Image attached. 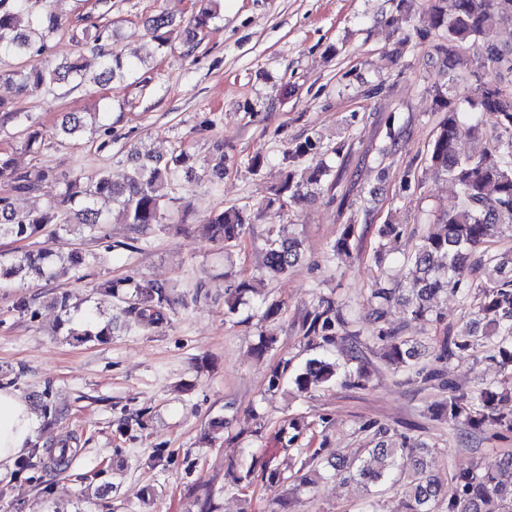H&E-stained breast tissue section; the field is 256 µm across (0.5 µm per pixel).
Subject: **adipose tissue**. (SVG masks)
<instances>
[{
	"instance_id": "adipose-tissue-1",
	"label": "adipose tissue",
	"mask_w": 512,
	"mask_h": 512,
	"mask_svg": "<svg viewBox=\"0 0 512 512\" xmlns=\"http://www.w3.org/2000/svg\"><path fill=\"white\" fill-rule=\"evenodd\" d=\"M34 435V414L28 403L12 388L0 387V472L30 448Z\"/></svg>"
}]
</instances>
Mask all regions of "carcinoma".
<instances>
[{
  "instance_id": "obj_1",
  "label": "carcinoma",
  "mask_w": 512,
  "mask_h": 512,
  "mask_svg": "<svg viewBox=\"0 0 512 512\" xmlns=\"http://www.w3.org/2000/svg\"><path fill=\"white\" fill-rule=\"evenodd\" d=\"M41 0H0V59H31L45 57L49 42L61 26L54 12L38 6ZM217 0H196L198 10L194 27L186 31V41L193 42L198 30L210 26L218 14L213 4ZM426 19L434 29L445 30L444 41L436 49L444 56L448 81L455 80L457 48L469 43L476 45L484 31L500 21H512V0H428ZM173 25L163 13L150 19V29L160 47L167 46ZM111 35L107 29H95L94 41L101 59V71L89 78L84 65L68 62L53 67L42 61L36 65L22 64L11 70H0V79L14 83L23 94L51 89L60 81L77 86L93 81L109 82L134 73L135 67L125 63L119 54L109 48ZM478 58L493 63L499 78L512 77V52L504 53L487 47ZM439 110L446 116L439 124L431 144L429 161L437 171L447 175L459 194V205L452 212L438 216V231H430L420 239L414 252L407 256L414 268V277L406 288H386L375 283L371 299L376 307L370 318L376 324L373 339L381 344L383 357L408 375L421 381L436 382L448 390V399L437 404L435 416L450 422H463L471 429H488L498 434L512 433V412L504 413L500 405L512 402V253L491 254L483 249L503 230L512 232V96L497 86L484 85L464 110L452 103L442 91L436 93ZM492 115L501 134L489 140L484 131L483 117ZM82 130V118L71 113L60 125L59 134L68 139ZM475 142L476 149L461 155L455 144L461 132ZM317 146L307 138L295 142L282 156L283 179L272 189L267 201L271 206L290 200L300 201L311 190H320L336 182L330 179L332 169L322 159H314ZM310 164L300 168L306 159ZM133 166L122 183L112 181L105 171L93 177L73 175L63 183L59 197L44 209L18 212L12 198L0 197V237L30 243L21 252H0V287L15 280H48L55 276L57 266L80 268L88 263L81 250L58 255L38 245V238L48 224L62 230L79 226V232L90 236L100 231L106 213L117 210L123 223L133 229L166 224L170 220V203L174 201L181 173H190L195 160L184 150H175L170 157H156L148 161L130 158ZM53 179L51 169L30 165L21 167L12 154L0 153V182L14 195L38 192L43 183ZM250 216L243 208L230 206L214 210L204 220L210 237L224 244L229 251L237 246L245 234ZM356 239V225L347 224L330 246V259L348 256ZM302 258L301 243L290 236L277 235L267 241L263 265L267 273L281 276ZM470 263L479 268H492L489 281L463 287L456 280L458 268ZM102 288L125 304L121 314L124 325L146 331L163 321L165 306L169 303L166 285L133 279L107 281ZM247 289L240 281L225 288V311L236 313ZM458 293L462 302L469 304L471 321L467 331L452 338H443L437 346L439 368L419 365L418 348L397 336L396 331L384 326V305L393 299L403 301L410 319L438 323L439 300L448 292ZM70 296L60 294L53 306L65 319L60 326L66 336L76 343L103 341L112 335L118 317L107 320L93 311L73 316ZM352 321L339 304L322 297L314 310L307 313L302 323L304 335L321 348L336 345L344 336H355L350 330ZM483 349L485 358L496 363L503 378L477 391L462 388L446 379L448 358ZM344 377L348 385L364 386L365 367L340 372L339 365L329 358H313L293 375V384L301 392L334 384ZM374 447L366 449L367 456L347 459L336 456L323 459L319 448L295 449L297 461V489L316 483L324 473L334 477L356 480L365 485L383 482L392 473L400 474L405 489L395 501L393 512H512V453L501 459L495 470H484L476 465L452 471L448 487H442L430 471L433 449L393 448L385 440L386 431L374 434ZM32 454L46 457L47 465L55 471L69 467L72 450L67 442L32 448ZM254 482V466L243 467L232 475L229 488L246 494Z\"/></svg>"
}]
</instances>
